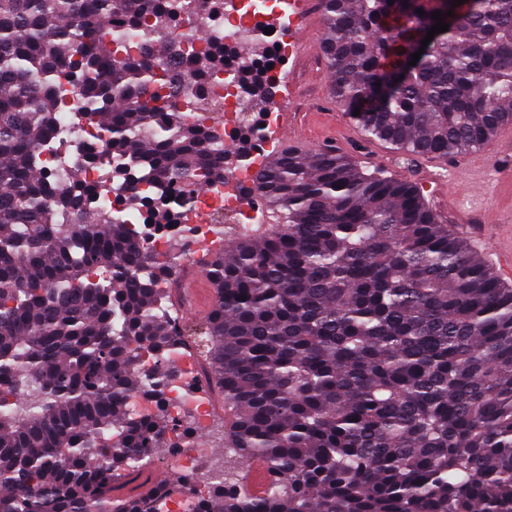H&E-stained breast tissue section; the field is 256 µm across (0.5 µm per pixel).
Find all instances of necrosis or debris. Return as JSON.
Returning <instances> with one entry per match:
<instances>
[{"label": "necrosis or debris", "mask_w": 512, "mask_h": 512, "mask_svg": "<svg viewBox=\"0 0 512 512\" xmlns=\"http://www.w3.org/2000/svg\"><path fill=\"white\" fill-rule=\"evenodd\" d=\"M180 2V9L162 23L165 42L177 53L189 54L211 42L224 45L230 55V63H237V46L251 42L255 29L262 23L270 29L269 34L263 37L264 60L276 67L288 54L285 22L288 0H212V9L205 14L192 9L190 0ZM203 97L223 114L221 120L212 124L213 135L218 141L231 139L240 127L257 117L267 129L275 127L273 108H266L262 115H255L246 106L247 90L233 81L226 69L210 78L204 94H197L194 89L186 87L178 98L163 96L161 104L185 109L188 118L196 121L205 116L204 111L197 107ZM63 103L60 135L51 150L43 155L46 170L61 185L66 184L70 169L79 166L78 160L83 151H100L106 146L104 132L95 119L84 113L77 97L64 94ZM81 168L84 181L99 188L95 209L110 213L125 210L130 190L122 179L97 165ZM244 178V173L237 170L225 172L223 180L210 184L207 191L195 196L192 204L181 212L179 224L151 233L148 240L151 256L162 257L177 246L182 257L189 258L200 247L218 244L224 237V228L215 223L214 218L224 212H239L245 225L256 221V212L244 210L236 195V186ZM166 359L176 363L179 370L177 378L160 386L170 419L167 431L180 442L170 463L191 478L188 490L173 500L170 512H199L202 501L209 496L210 477L219 469L212 458L209 442L216 428L211 418L210 403L198 392L203 383L201 366L181 351L167 353ZM190 431L203 433L204 438L186 448L182 440Z\"/></svg>", "instance_id": "obj_1"}]
</instances>
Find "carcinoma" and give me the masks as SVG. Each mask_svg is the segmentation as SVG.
I'll list each match as a JSON object with an SVG mask.
<instances>
[{"label":"carcinoma","instance_id":"1","mask_svg":"<svg viewBox=\"0 0 512 512\" xmlns=\"http://www.w3.org/2000/svg\"><path fill=\"white\" fill-rule=\"evenodd\" d=\"M319 0L320 54L337 107L412 162L480 149L512 124V0ZM170 0H0V512H165L189 478L140 477L166 447L159 384L136 351L188 348L165 304L178 253L152 261L132 223L160 230L248 160L205 122L158 104L157 77L204 91L221 45L114 59L122 15L139 28ZM423 10L420 15L417 10ZM415 65L411 55L436 21ZM242 55L250 107L278 76ZM68 80L105 128L87 160L137 161L123 215L92 207L76 167L60 187L40 152L59 134ZM360 110L354 115V110ZM239 194L279 220L206 263L214 302L199 336L206 378L232 410L224 478L201 512H512V288L438 223L421 192L367 174L334 147L285 148ZM148 391L157 412L126 398ZM270 475L253 495L242 473Z\"/></svg>","mask_w":512,"mask_h":512}]
</instances>
